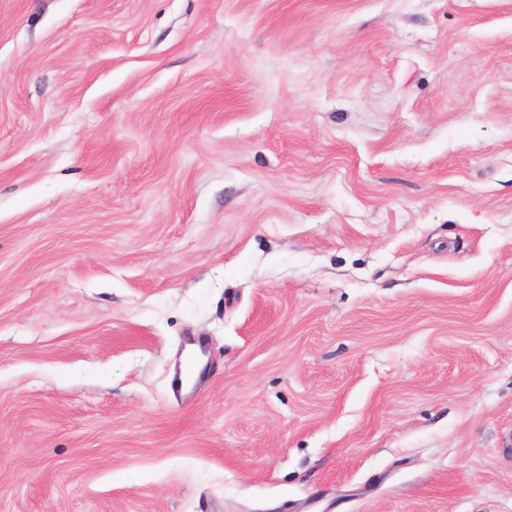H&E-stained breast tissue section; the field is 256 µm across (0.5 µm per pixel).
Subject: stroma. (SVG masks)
<instances>
[{"label":"stroma","mask_w":512,"mask_h":512,"mask_svg":"<svg viewBox=\"0 0 512 512\" xmlns=\"http://www.w3.org/2000/svg\"><path fill=\"white\" fill-rule=\"evenodd\" d=\"M0 512H512V0H0Z\"/></svg>","instance_id":"35a3bbf8"}]
</instances>
